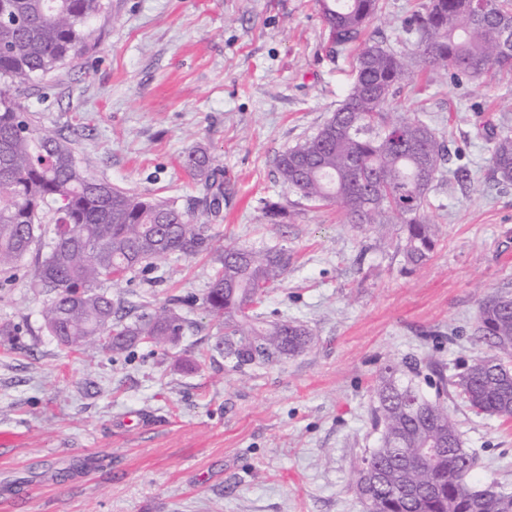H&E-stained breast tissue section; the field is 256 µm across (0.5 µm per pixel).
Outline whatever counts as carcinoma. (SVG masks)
Instances as JSON below:
<instances>
[{"instance_id": "1", "label": "carcinoma", "mask_w": 512, "mask_h": 512, "mask_svg": "<svg viewBox=\"0 0 512 512\" xmlns=\"http://www.w3.org/2000/svg\"><path fill=\"white\" fill-rule=\"evenodd\" d=\"M318 2L331 47L356 48L355 76L317 133L278 155V179L306 201L339 206L359 229L403 225L405 265L419 267L436 247L438 227L426 211L447 150L434 129L393 111L394 97L415 83L417 66L457 80L512 76V53L501 49V22L512 21V0H490V15L479 22L468 0H428L403 24L415 38L411 56L365 36L381 0ZM109 9L107 0H0V274L20 266L51 220L50 252L30 279L50 296L41 311L44 329L63 347L92 343L120 355L140 343L174 340L188 322L175 306L148 313L142 302L97 291L100 284L148 270L163 256L213 255L217 269L204 305L224 319L214 349L240 370L303 354L311 344L306 327L252 314L288 273V249L221 250L207 233L224 189L204 148H192L184 167L207 193L180 208L89 175L72 140L40 133L21 105L20 92L87 50L90 25ZM489 151L493 177L511 185V127L498 126ZM474 335L491 354L475 356L451 378L432 361L405 360L379 371L370 408L378 444L353 482L364 512H512V492L495 482L474 485L477 457L463 447L448 405L451 398L476 415L512 419V292L479 304ZM421 376L433 393L419 386Z\"/></svg>"}]
</instances>
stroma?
I'll return each instance as SVG.
<instances>
[{
    "label": "stroma",
    "instance_id": "1",
    "mask_svg": "<svg viewBox=\"0 0 512 512\" xmlns=\"http://www.w3.org/2000/svg\"><path fill=\"white\" fill-rule=\"evenodd\" d=\"M423 0H384L367 36L411 53L401 23ZM76 63L38 79L21 102L38 128L74 139L79 160L112 185L187 206L205 190L182 166L208 149L224 187L216 247L279 244L292 256L254 311L313 334L301 356L235 370L215 351L223 319L203 298L211 257L169 255L105 293L183 300L176 343L112 355L66 349L42 327L30 288L42 241L16 276L0 275V512H363L352 489L375 448L379 370L440 360L448 375L481 352V300L512 290V185L494 182L476 123L512 124V78L446 81L420 73L396 111L434 128L448 150L429 193L439 227L431 258L404 271L399 225L379 237L334 206L284 188L275 157L335 111L352 50L329 52L316 0H112ZM287 211L270 224L264 205ZM476 483L512 490V420L458 408Z\"/></svg>",
    "mask_w": 512,
    "mask_h": 512
}]
</instances>
